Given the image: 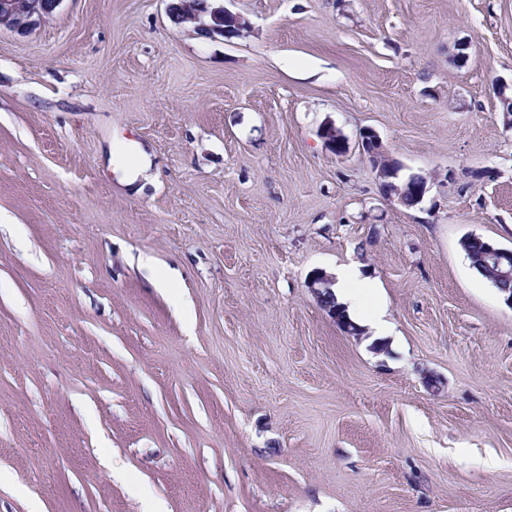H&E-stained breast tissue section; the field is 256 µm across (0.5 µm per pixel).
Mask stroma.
I'll use <instances>...</instances> for the list:
<instances>
[{"label": "stroma", "instance_id": "obj_1", "mask_svg": "<svg viewBox=\"0 0 512 512\" xmlns=\"http://www.w3.org/2000/svg\"><path fill=\"white\" fill-rule=\"evenodd\" d=\"M169 3L0 29V512H512V304L460 245L512 247V0ZM352 263L385 342L307 287ZM218 2L223 0H178L176 12L182 24H191L208 34L230 38L247 31L248 21ZM357 148L359 151L365 155H368L372 159L376 167L374 169L378 173V176L384 179L385 183L387 178L393 177L395 175L394 164L391 163L388 167H382L380 165V159L381 157H385V154L383 152L382 145L379 142L378 136L372 129L367 128L360 132L357 141Z\"/></svg>", "mask_w": 512, "mask_h": 512}]
</instances>
